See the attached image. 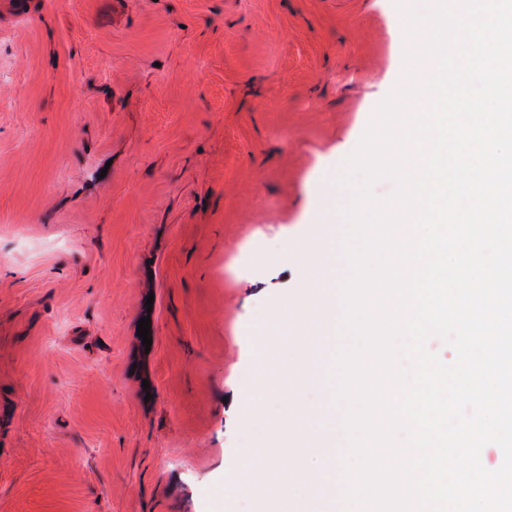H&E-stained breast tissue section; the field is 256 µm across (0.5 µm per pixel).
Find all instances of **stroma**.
<instances>
[{
	"instance_id": "obj_1",
	"label": "stroma",
	"mask_w": 512,
	"mask_h": 512,
	"mask_svg": "<svg viewBox=\"0 0 512 512\" xmlns=\"http://www.w3.org/2000/svg\"><path fill=\"white\" fill-rule=\"evenodd\" d=\"M403 46L393 0H0V512H290L248 454L322 393L248 373Z\"/></svg>"
}]
</instances>
